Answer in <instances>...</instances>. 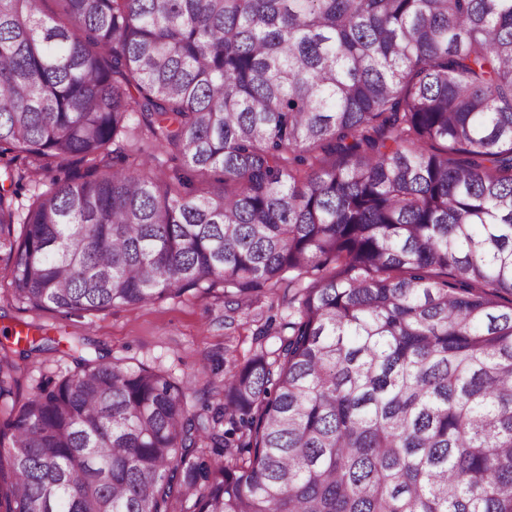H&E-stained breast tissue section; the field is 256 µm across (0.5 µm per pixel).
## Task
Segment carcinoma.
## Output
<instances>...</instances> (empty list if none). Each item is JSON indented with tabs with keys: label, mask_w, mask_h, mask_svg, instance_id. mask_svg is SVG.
Returning <instances> with one entry per match:
<instances>
[{
	"label": "carcinoma",
	"mask_w": 512,
	"mask_h": 512,
	"mask_svg": "<svg viewBox=\"0 0 512 512\" xmlns=\"http://www.w3.org/2000/svg\"><path fill=\"white\" fill-rule=\"evenodd\" d=\"M41 2L0 0L13 298L311 280L201 392L74 358L0 422V512H512V0Z\"/></svg>",
	"instance_id": "cac0c4a2"
}]
</instances>
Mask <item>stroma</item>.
I'll list each match as a JSON object with an SVG mask.
<instances>
[{
  "label": "stroma",
  "mask_w": 512,
  "mask_h": 512,
  "mask_svg": "<svg viewBox=\"0 0 512 512\" xmlns=\"http://www.w3.org/2000/svg\"><path fill=\"white\" fill-rule=\"evenodd\" d=\"M7 262L0 256V339L25 323L42 328L56 341L55 348L29 362L13 396L17 402L36 391L38 384L74 370L69 350L74 337L85 339L90 349L109 360L155 367L178 379L194 374L204 382L223 378L232 361L246 359L261 329L274 336L287 333L293 291L284 281L249 301L217 288L136 307L65 316L32 311L14 301L6 289Z\"/></svg>",
  "instance_id": "1"
}]
</instances>
